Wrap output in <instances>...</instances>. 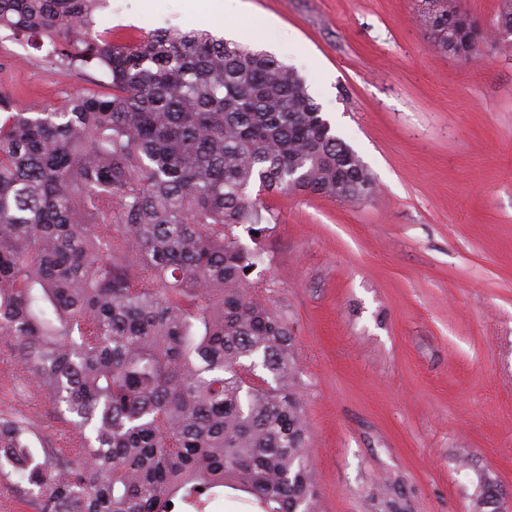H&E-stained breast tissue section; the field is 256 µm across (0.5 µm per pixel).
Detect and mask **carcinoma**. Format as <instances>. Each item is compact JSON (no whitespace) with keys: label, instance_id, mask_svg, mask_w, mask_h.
Here are the masks:
<instances>
[{"label":"carcinoma","instance_id":"carcinoma-1","mask_svg":"<svg viewBox=\"0 0 512 512\" xmlns=\"http://www.w3.org/2000/svg\"><path fill=\"white\" fill-rule=\"evenodd\" d=\"M103 0H0V31L101 90L20 107L0 88V348L61 424L0 413V485L29 512H319L288 319L250 272L269 223L249 194L355 202L374 178L293 68L209 32L129 43ZM439 50L477 55L448 0ZM495 27L512 37V3ZM243 229L250 243L242 242ZM249 496L238 490L224 488V495L216 500L210 512H255V506L246 501Z\"/></svg>","mask_w":512,"mask_h":512}]
</instances>
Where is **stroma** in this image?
I'll return each mask as SVG.
<instances>
[{"instance_id": "stroma-1", "label": "stroma", "mask_w": 512, "mask_h": 512, "mask_svg": "<svg viewBox=\"0 0 512 512\" xmlns=\"http://www.w3.org/2000/svg\"><path fill=\"white\" fill-rule=\"evenodd\" d=\"M211 31L270 22L373 174L355 204L250 195L273 215L253 279L287 319L320 512H512V46L435 49L413 0H219ZM126 43L194 29L185 0H108ZM0 33V87H97ZM498 509L480 507L486 488Z\"/></svg>"}]
</instances>
